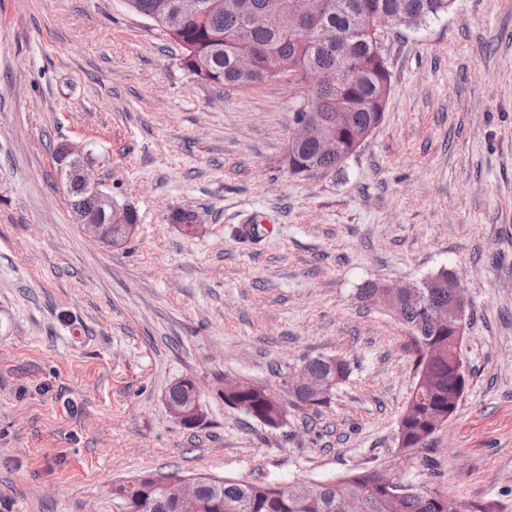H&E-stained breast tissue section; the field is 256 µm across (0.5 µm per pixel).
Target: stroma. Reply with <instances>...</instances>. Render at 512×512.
Masks as SVG:
<instances>
[{"label":"stroma","instance_id":"obj_1","mask_svg":"<svg viewBox=\"0 0 512 512\" xmlns=\"http://www.w3.org/2000/svg\"><path fill=\"white\" fill-rule=\"evenodd\" d=\"M380 46L379 127L341 171L293 175V82L199 80L124 0H0V512H122L117 486L170 470L279 485L384 471L512 512V0H453ZM62 142L137 212L126 246L75 224ZM442 269L471 303L469 386L402 452L411 337L358 292ZM321 355L351 374L298 408L289 377ZM185 376L203 396L193 429L165 399ZM235 379L274 390L283 424L225 406Z\"/></svg>","mask_w":512,"mask_h":512}]
</instances>
